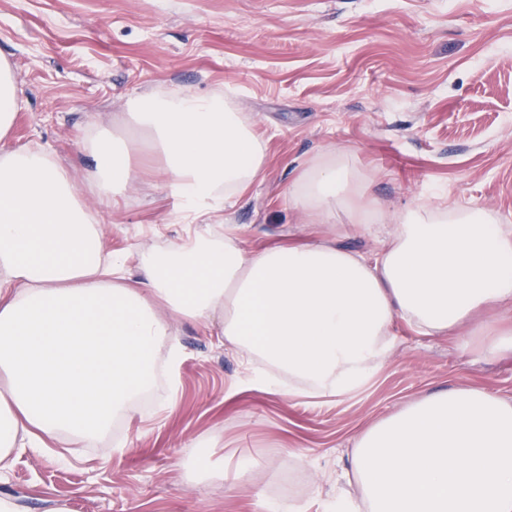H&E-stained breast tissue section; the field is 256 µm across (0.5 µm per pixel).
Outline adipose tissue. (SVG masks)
<instances>
[{
    "instance_id": "adipose-tissue-1",
    "label": "adipose tissue",
    "mask_w": 512,
    "mask_h": 512,
    "mask_svg": "<svg viewBox=\"0 0 512 512\" xmlns=\"http://www.w3.org/2000/svg\"><path fill=\"white\" fill-rule=\"evenodd\" d=\"M22 106L0 57V466L16 449L78 445L129 417L182 361L167 315L245 353L257 380L291 396H344L392 350L396 323L487 359L512 356V225L479 207L383 210L348 154L326 151L289 185L312 224L345 213L393 231L371 255L319 242L249 251L235 235L178 237L132 256L108 250L71 171L4 140ZM100 194L154 155L188 217L262 179L266 145L230 97L181 89L128 98L121 128L84 137ZM342 476L348 512H512V401L479 387L429 394L373 422Z\"/></svg>"
}]
</instances>
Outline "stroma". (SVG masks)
Instances as JSON below:
<instances>
[{"mask_svg": "<svg viewBox=\"0 0 512 512\" xmlns=\"http://www.w3.org/2000/svg\"><path fill=\"white\" fill-rule=\"evenodd\" d=\"M0 55L24 99L9 144L43 146L72 170L116 252L198 230L154 175L109 198L85 177V131L159 88L224 90L264 138V180L210 220L249 249L325 238L379 249L377 228L307 224L290 203L291 181L327 150L353 153L386 208L443 201L512 225V0H0ZM171 324L184 353L177 392L157 385L150 405L67 461L21 449L0 470V495L22 512H260L235 480L250 459L267 499L340 512L349 488L337 465L374 421L451 388L512 401L511 357L483 360L402 324L361 388L316 398L266 390L230 348ZM195 443L217 477L193 475Z\"/></svg>", "mask_w": 512, "mask_h": 512, "instance_id": "obj_1", "label": "stroma"}]
</instances>
